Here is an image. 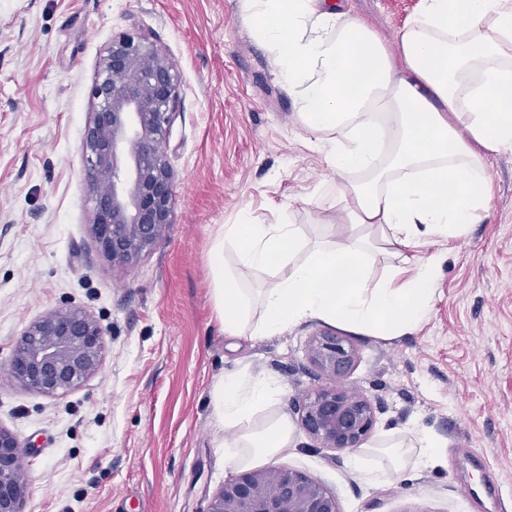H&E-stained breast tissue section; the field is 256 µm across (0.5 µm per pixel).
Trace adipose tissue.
Returning a JSON list of instances; mask_svg holds the SVG:
<instances>
[{
	"label": "adipose tissue",
	"instance_id": "obj_1",
	"mask_svg": "<svg viewBox=\"0 0 512 512\" xmlns=\"http://www.w3.org/2000/svg\"><path fill=\"white\" fill-rule=\"evenodd\" d=\"M254 36L287 85L306 130L335 174L326 190L344 203L346 233L308 246L292 224H228L210 255L214 300L229 336L281 334L307 319L390 340L424 322L442 256L411 261L404 247L464 237L491 192L482 152L512 149V0H420L386 45L339 0H242ZM237 262H224L225 246ZM395 260L371 282L368 260ZM272 272L259 296L243 283ZM284 389L271 376L229 374L212 392L224 460L247 469L295 441ZM397 476L409 459L432 463L419 437L382 446Z\"/></svg>",
	"mask_w": 512,
	"mask_h": 512
}]
</instances>
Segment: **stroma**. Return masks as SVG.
Instances as JSON below:
<instances>
[{
    "mask_svg": "<svg viewBox=\"0 0 512 512\" xmlns=\"http://www.w3.org/2000/svg\"><path fill=\"white\" fill-rule=\"evenodd\" d=\"M386 41L419 0H342ZM137 30L172 61L179 95L167 159L171 224L133 266L93 231L81 141L89 89L113 36ZM492 194L439 251L430 314L404 336L350 334L344 387L377 404L369 444L430 436L439 457L398 480L361 475L349 451L297 430L277 465L314 477L341 512H512V150L485 156ZM331 173L300 123L240 0H0V426L21 442L22 512H207L235 474L212 390L262 372L297 421L298 393L329 385L310 360L306 320L277 336L225 335L210 253L225 224H293L305 239L341 214L322 199ZM85 310L102 327L100 370L47 397L15 382L22 332L52 311Z\"/></svg>",
    "mask_w": 512,
    "mask_h": 512,
    "instance_id": "obj_1",
    "label": "stroma"
}]
</instances>
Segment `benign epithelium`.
<instances>
[{
    "label": "benign epithelium",
    "mask_w": 512,
    "mask_h": 512,
    "mask_svg": "<svg viewBox=\"0 0 512 512\" xmlns=\"http://www.w3.org/2000/svg\"><path fill=\"white\" fill-rule=\"evenodd\" d=\"M169 58L136 32L114 38L89 90L95 112L81 159L94 201V236L103 253L130 265L171 224L173 176L167 139L178 97ZM104 332L79 308L56 310L31 323L9 359L12 377L48 397L70 391L102 362ZM355 351L345 336L319 334L311 361L336 379L345 377ZM300 425L321 448L360 447L372 433V402L342 384L302 393ZM17 436L0 426V512H21L26 486ZM207 512H340L336 496L311 476L285 466L248 469L224 482Z\"/></svg>",
    "instance_id": "1"
}]
</instances>
